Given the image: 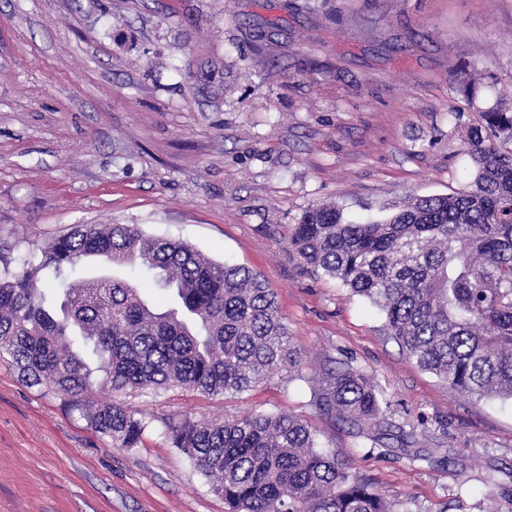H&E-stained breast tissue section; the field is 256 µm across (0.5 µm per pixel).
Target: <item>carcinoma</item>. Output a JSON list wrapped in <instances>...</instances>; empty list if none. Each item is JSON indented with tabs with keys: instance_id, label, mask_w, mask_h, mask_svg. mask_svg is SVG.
I'll list each match as a JSON object with an SVG mask.
<instances>
[{
	"instance_id": "carcinoma-1",
	"label": "carcinoma",
	"mask_w": 512,
	"mask_h": 512,
	"mask_svg": "<svg viewBox=\"0 0 512 512\" xmlns=\"http://www.w3.org/2000/svg\"><path fill=\"white\" fill-rule=\"evenodd\" d=\"M458 140L473 162L461 189L413 198L363 224L345 221L337 206H311L292 225L289 247L304 266L379 307L387 335L449 389L512 401V107L477 112L469 123L455 113L448 149ZM90 258L144 273L168 304L112 274L64 280ZM48 273L63 285L52 296L41 287ZM4 356L22 381L66 396L118 447L137 448L151 432L169 439L224 498L225 512H410L351 477L347 453L318 448L296 415L216 421L128 411L124 394H241L302 362L261 275L180 240L148 237L135 224H77L19 269L4 265ZM95 386L110 398L84 401ZM313 403L357 426L372 422L375 435L357 433L371 447L392 435L403 454L421 458L415 426L393 435L389 402L350 363L328 370Z\"/></svg>"
}]
</instances>
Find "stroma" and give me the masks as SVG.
<instances>
[{
    "instance_id": "obj_1",
    "label": "stroma",
    "mask_w": 512,
    "mask_h": 512,
    "mask_svg": "<svg viewBox=\"0 0 512 512\" xmlns=\"http://www.w3.org/2000/svg\"><path fill=\"white\" fill-rule=\"evenodd\" d=\"M512 99V0H0V254L13 266L76 224H135L276 294L298 372L206 398L131 395V411L231 418L288 413L352 457L411 512H512V404L478 401L421 370L382 312L303 270L288 227L315 204L382 220L412 196L472 179L448 118ZM371 375L396 421L422 422L413 461L359 447L312 404L328 368ZM506 490L489 498L487 480ZM0 512H224L157 434L113 446L68 402L0 359Z\"/></svg>"
}]
</instances>
